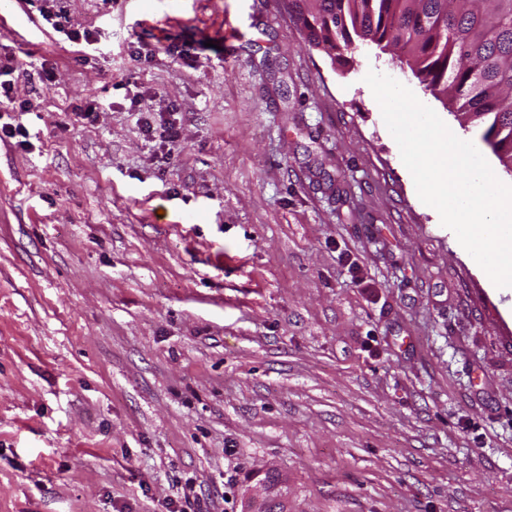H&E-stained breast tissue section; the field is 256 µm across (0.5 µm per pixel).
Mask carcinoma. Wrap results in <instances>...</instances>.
Wrapping results in <instances>:
<instances>
[{
  "label": "carcinoma",
  "mask_w": 512,
  "mask_h": 512,
  "mask_svg": "<svg viewBox=\"0 0 512 512\" xmlns=\"http://www.w3.org/2000/svg\"><path fill=\"white\" fill-rule=\"evenodd\" d=\"M289 9L307 42L338 61L354 36L407 58L512 172V0H289Z\"/></svg>",
  "instance_id": "carcinoma-1"
}]
</instances>
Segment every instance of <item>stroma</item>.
<instances>
[{
  "label": "stroma",
  "instance_id": "35a3bbf8",
  "mask_svg": "<svg viewBox=\"0 0 512 512\" xmlns=\"http://www.w3.org/2000/svg\"><path fill=\"white\" fill-rule=\"evenodd\" d=\"M42 5L0 10L28 132L0 138V512H241L269 463L291 512H512V288L364 77L481 131L391 52L308 46L288 0H58L103 53ZM52 8H54V5L46 7L45 10L40 11V14L42 18L51 25L55 32L65 35L72 43L79 44V41L84 39L88 45L94 44L89 43V38L85 32L81 34L79 31L71 28L67 17L61 12V10H53Z\"/></svg>",
  "mask_w": 512,
  "mask_h": 512
}]
</instances>
